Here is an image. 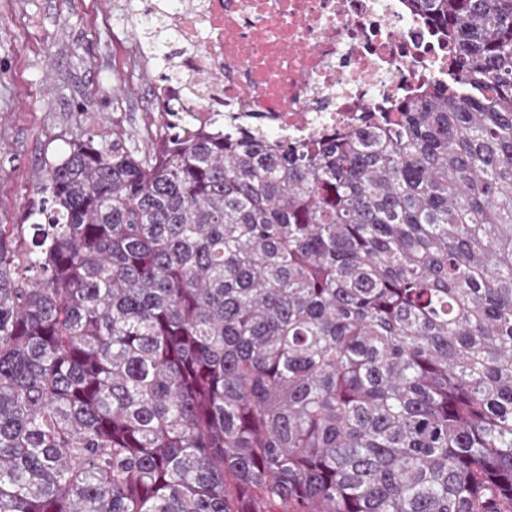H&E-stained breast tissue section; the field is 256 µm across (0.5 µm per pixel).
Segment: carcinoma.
Returning a JSON list of instances; mask_svg holds the SVG:
<instances>
[{
    "label": "carcinoma",
    "mask_w": 512,
    "mask_h": 512,
    "mask_svg": "<svg viewBox=\"0 0 512 512\" xmlns=\"http://www.w3.org/2000/svg\"><path fill=\"white\" fill-rule=\"evenodd\" d=\"M456 84L272 145L67 142L0 224V512H512V0Z\"/></svg>",
    "instance_id": "1"
}]
</instances>
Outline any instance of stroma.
Masks as SVG:
<instances>
[{
    "instance_id": "obj_1",
    "label": "stroma",
    "mask_w": 512,
    "mask_h": 512,
    "mask_svg": "<svg viewBox=\"0 0 512 512\" xmlns=\"http://www.w3.org/2000/svg\"><path fill=\"white\" fill-rule=\"evenodd\" d=\"M143 0H0V224L20 220L44 161L81 130L111 139L157 112L158 74L129 69Z\"/></svg>"
}]
</instances>
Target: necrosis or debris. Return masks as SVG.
Returning <instances> with one entry per match:
<instances>
[{
  "label": "necrosis or debris",
  "instance_id": "necrosis-or-debris-1",
  "mask_svg": "<svg viewBox=\"0 0 512 512\" xmlns=\"http://www.w3.org/2000/svg\"><path fill=\"white\" fill-rule=\"evenodd\" d=\"M181 85L156 96L210 127L256 125L292 144L360 127L447 81L450 46L408 0H181L171 21Z\"/></svg>",
  "mask_w": 512,
  "mask_h": 512
}]
</instances>
